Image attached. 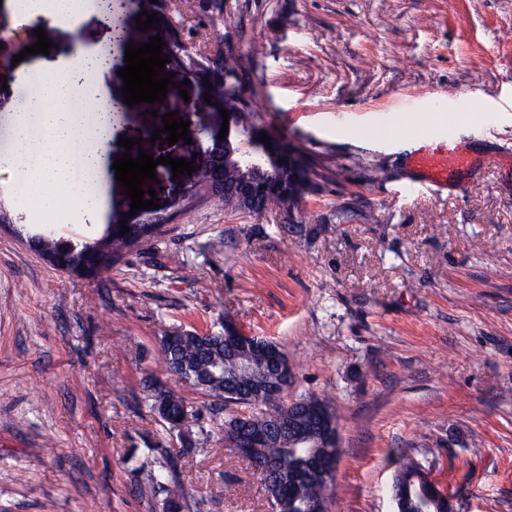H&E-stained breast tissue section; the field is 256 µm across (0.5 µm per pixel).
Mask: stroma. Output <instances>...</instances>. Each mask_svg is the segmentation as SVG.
<instances>
[{
  "label": "stroma",
  "instance_id": "35a3bbf8",
  "mask_svg": "<svg viewBox=\"0 0 512 512\" xmlns=\"http://www.w3.org/2000/svg\"><path fill=\"white\" fill-rule=\"evenodd\" d=\"M80 25L48 28L59 47L101 57L126 43ZM194 49L235 57L256 122L286 134L321 177L291 211H225L197 169L223 119L187 82L175 108L196 171L158 170L159 210L132 211L114 169L105 224L42 209L0 174V512H167L151 481L184 487L181 512H273L248 460L218 428L250 408L212 404L160 355L173 330L232 320L287 355L284 402L339 410L340 456L327 512H394L398 456L419 462L454 512H512V0H224ZM0 156L27 93L0 66ZM410 100L418 112H402ZM147 103L113 113L114 136L148 153L161 125ZM417 119L451 130L474 160L439 189L399 148ZM168 216L164 232L96 276L64 273L27 239L75 244L124 214ZM182 395L204 430L169 429L145 396Z\"/></svg>",
  "mask_w": 512,
  "mask_h": 512
}]
</instances>
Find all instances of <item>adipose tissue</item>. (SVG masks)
<instances>
[{"label": "adipose tissue", "instance_id": "1", "mask_svg": "<svg viewBox=\"0 0 512 512\" xmlns=\"http://www.w3.org/2000/svg\"><path fill=\"white\" fill-rule=\"evenodd\" d=\"M6 7L22 23L42 27L64 18L77 24L85 17L84 0H8ZM17 69L37 89L21 102L12 152L0 160V170L32 194L47 214L71 208L101 222L105 203L99 177L112 152V124L109 114L97 111L95 101L111 73L110 66L90 52L80 51L66 59L53 51L27 56ZM33 112L41 120L37 137L25 119ZM77 155L87 173L80 181L72 175Z\"/></svg>", "mask_w": 512, "mask_h": 512}]
</instances>
